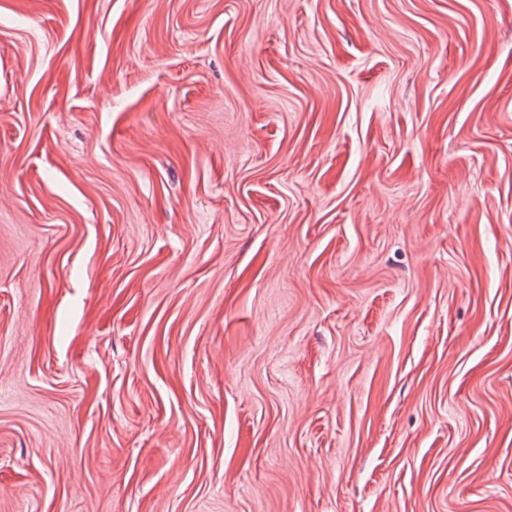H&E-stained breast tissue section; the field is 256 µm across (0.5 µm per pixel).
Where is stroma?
Returning a JSON list of instances; mask_svg holds the SVG:
<instances>
[{"instance_id":"35a3bbf8","label":"stroma","mask_w":512,"mask_h":512,"mask_svg":"<svg viewBox=\"0 0 512 512\" xmlns=\"http://www.w3.org/2000/svg\"><path fill=\"white\" fill-rule=\"evenodd\" d=\"M0 512H512V0H0Z\"/></svg>"}]
</instances>
